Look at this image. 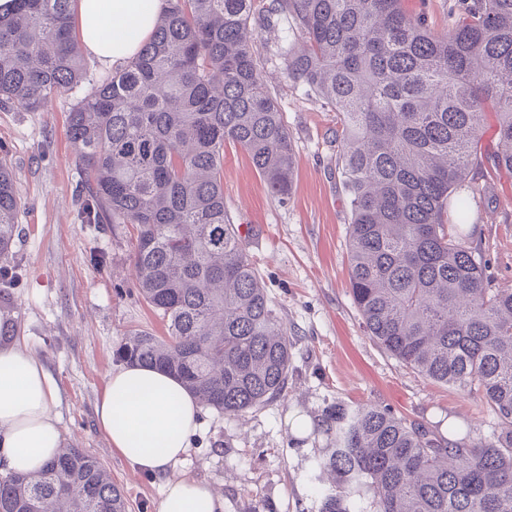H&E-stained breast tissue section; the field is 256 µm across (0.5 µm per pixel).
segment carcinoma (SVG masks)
Wrapping results in <instances>:
<instances>
[{"label":"carcinoma","mask_w":512,"mask_h":512,"mask_svg":"<svg viewBox=\"0 0 512 512\" xmlns=\"http://www.w3.org/2000/svg\"><path fill=\"white\" fill-rule=\"evenodd\" d=\"M73 0L0 12V105L37 112L86 77ZM254 0H168L139 54L77 99L68 127L87 224H129L139 293L167 323L133 330L116 359L173 374L231 416L288 388L292 342L224 208V143L290 199L295 153L257 62ZM289 17V81L339 120L350 196L349 288L372 340L433 382L483 399L490 440L453 444L372 405H329L315 457L332 476L319 512H512V288H491L458 231L479 179L512 172V0H468L448 30L402 0H271ZM496 119L493 168L478 153ZM20 198L0 161V259ZM0 512H126L110 471L62 448L29 474H0Z\"/></svg>","instance_id":"carcinoma-1"}]
</instances>
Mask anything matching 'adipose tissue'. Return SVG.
<instances>
[{
  "label": "adipose tissue",
  "mask_w": 512,
  "mask_h": 512,
  "mask_svg": "<svg viewBox=\"0 0 512 512\" xmlns=\"http://www.w3.org/2000/svg\"><path fill=\"white\" fill-rule=\"evenodd\" d=\"M78 40L105 67L134 58L168 8L167 0H75ZM57 389L43 361L0 348V472L38 471L62 444ZM95 415L99 430L134 471L161 479L159 512H224L209 483L172 476L200 426L201 408L173 375L154 367L112 370Z\"/></svg>",
  "instance_id": "obj_1"
}]
</instances>
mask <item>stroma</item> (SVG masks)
Masks as SVG:
<instances>
[{"label": "stroma", "mask_w": 512, "mask_h": 512, "mask_svg": "<svg viewBox=\"0 0 512 512\" xmlns=\"http://www.w3.org/2000/svg\"><path fill=\"white\" fill-rule=\"evenodd\" d=\"M432 30L446 31L462 0H403ZM297 37L285 20L261 30L255 54L296 155L293 191L280 202L247 153L224 146V207L251 226L246 251L292 340L285 397L225 417L203 409L202 424L174 476L211 483L224 512H319L321 487L313 460L328 447L316 430L295 437L296 412L317 421L326 405L370 404L429 425L439 435L490 438L496 413L457 387L424 379L367 335L349 292L350 202L336 166L337 116L296 88L285 71L283 44ZM86 81L53 98L48 110L0 108V158H7L21 199L11 247L8 294L13 341L38 355L58 393L62 443L94 453L123 489L128 512H158L162 482L133 474L99 432L95 405L125 335L147 329L162 336L161 317L140 297L127 224L82 223L76 205L83 174L76 167L67 115L108 70L86 61ZM471 237L495 288H512V173L489 178L471 206Z\"/></svg>", "instance_id": "35a3bbf8"}]
</instances>
